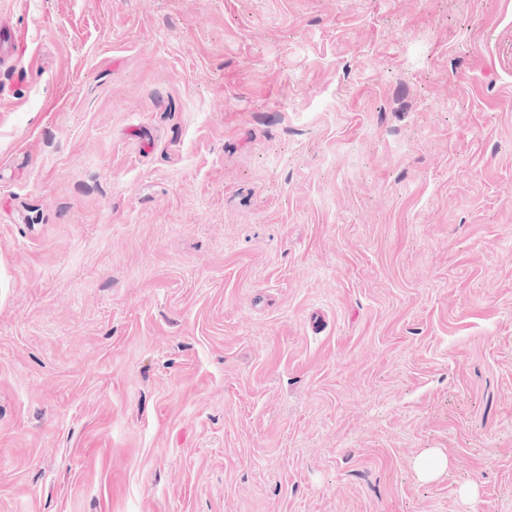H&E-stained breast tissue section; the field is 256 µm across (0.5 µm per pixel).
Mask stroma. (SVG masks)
Wrapping results in <instances>:
<instances>
[{"label":"stroma","instance_id":"35a3bbf8","mask_svg":"<svg viewBox=\"0 0 512 512\" xmlns=\"http://www.w3.org/2000/svg\"><path fill=\"white\" fill-rule=\"evenodd\" d=\"M0 27V512H512V0Z\"/></svg>","mask_w":512,"mask_h":512}]
</instances>
